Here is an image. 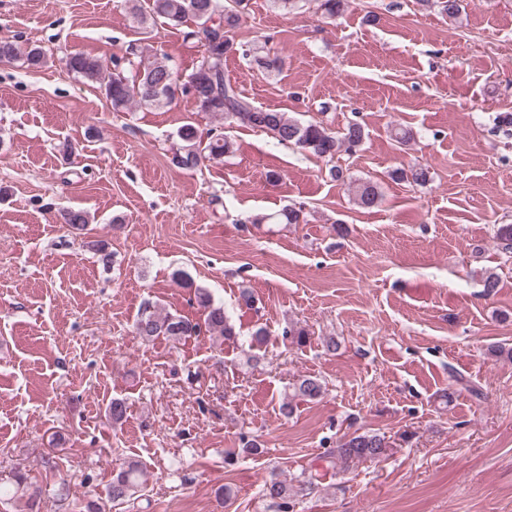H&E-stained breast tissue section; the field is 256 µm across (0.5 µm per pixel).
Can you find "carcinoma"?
Here are the masks:
<instances>
[{
	"instance_id": "1",
	"label": "carcinoma",
	"mask_w": 512,
	"mask_h": 512,
	"mask_svg": "<svg viewBox=\"0 0 512 512\" xmlns=\"http://www.w3.org/2000/svg\"><path fill=\"white\" fill-rule=\"evenodd\" d=\"M348 0H317V10L328 18L341 16ZM441 14L457 17L468 5V0H435ZM246 8L245 0H150V12L144 14L132 7L137 21L144 25L163 19L173 26H181L188 21L194 28L184 32V39L201 45L209 59V67L198 65L191 74L196 81L195 101L199 111L208 112L226 121L257 129L272 135L282 145H293L318 157L333 159L340 146L352 151L365 139L364 126L358 121H350L341 132L328 129L319 121L302 123L284 112L255 105L236 86L224 79V59L236 51L233 31L240 25L241 13ZM243 55L251 58L258 68L267 73L280 72L282 58L272 56L262 47L243 50ZM67 66L84 79L100 85L106 100L115 112H122L132 106L164 107L171 103L180 89L177 70L169 63L168 55L141 56L133 75L128 76L120 65L107 71L102 61L96 57L74 54L67 60ZM181 141L173 154L172 164L179 169H193L204 159H218L233 151V143L221 130L211 131L207 140L198 137L196 128L187 124L178 133ZM395 178L401 181L421 183L428 179V169L423 167L401 168L395 171ZM382 193L372 182L360 184L356 201L363 209H372L381 202ZM65 221L76 230H83L90 223V215L82 209H70L65 213ZM197 305L205 312L203 321L187 317L146 311L135 322L138 336L150 340L166 336L182 340L192 336L209 334L225 339L237 336L235 325L224 308L212 303L210 293L204 288L195 292ZM323 382L312 376H303L292 384V392L282 403L281 411L289 415L296 400L312 402L324 394ZM389 448L386 437L376 433H353L345 437L336 449L329 454V463L345 471L359 461H375L383 458ZM144 484V471L137 461H127L116 465L112 470V481L106 490L107 502L118 505L137 498ZM265 497L278 502L283 512H288L293 487L277 478L264 484Z\"/></svg>"
}]
</instances>
